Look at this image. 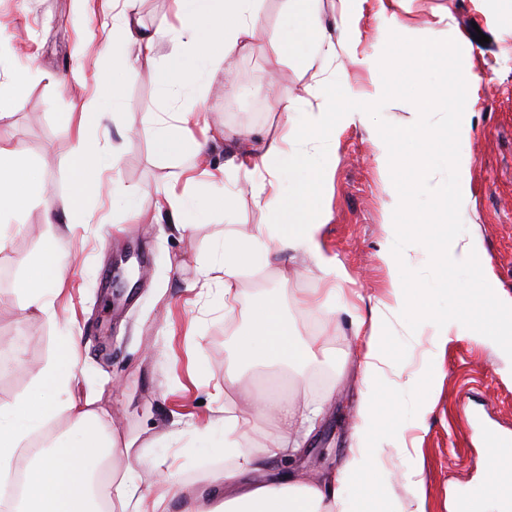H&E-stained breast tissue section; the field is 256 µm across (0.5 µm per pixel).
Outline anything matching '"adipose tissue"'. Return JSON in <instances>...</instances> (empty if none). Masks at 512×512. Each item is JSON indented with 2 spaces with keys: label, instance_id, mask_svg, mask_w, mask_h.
Segmentation results:
<instances>
[{
  "label": "adipose tissue",
  "instance_id": "adipose-tissue-1",
  "mask_svg": "<svg viewBox=\"0 0 512 512\" xmlns=\"http://www.w3.org/2000/svg\"><path fill=\"white\" fill-rule=\"evenodd\" d=\"M137 0H122L114 16L111 50L112 66L129 69L154 68L159 90L168 96L183 90L197 95L190 109L170 112L168 118L154 121L152 135L159 152L169 157L185 153L203 156L207 142L195 139L192 126L198 125L206 107L199 90L226 60L241 48L253 46L268 60L283 62L289 52L308 59L330 62L335 59L336 42L319 21L318 0H286L287 27H265L261 0H176L179 23L149 31L136 16ZM170 47L164 64H156L154 50L158 43ZM297 101L280 94L275 105L280 111L281 143L264 153L250 149L234 156L230 168L248 169L262 163L267 175L253 186V198L275 216L274 223L257 225L250 233L225 235L215 271L224 287V314L246 315L248 329L235 333L224 347L232 366L285 364L301 366L323 349L321 337L304 342L290 331L279 302L260 297L240 302L236 284L247 268L268 263L272 253L294 250L305 253L319 272L320 293L329 304L327 313H348L356 331L365 338L366 351L361 365L360 383L364 388L353 425L355 448L344 470V479L359 484L363 475L380 460L382 450L377 436L387 428L385 396L379 381L387 363V337L396 313L411 316L414 325L433 321L434 315L424 293L410 292L404 271L408 254L385 248L379 258L389 273L391 303L371 308L361 314L342 288L348 274L338 259L323 249L319 236L326 223V213L319 204L321 190L332 173L333 157L315 158L308 153L288 150L298 139L295 128ZM123 106L120 95L90 98L79 118L78 145L75 150V191L62 210L66 221H73L84 200L98 194L107 172L118 162L116 151L102 147L85 134L89 123L101 122L110 111ZM372 119L366 98L348 93L344 83H337L324 96L316 112L310 113L307 130L318 141H333L337 129L354 124L368 125ZM38 176L25 165L20 149L0 147V241L10 228L12 216L30 204L31 188ZM69 265V256L57 240L47 242L41 259L17 283L25 310L48 313L51 303L46 290L61 284ZM479 318L460 316L441 323L436 343L449 336L467 338L492 346L499 355L512 360V297L494 288L483 275L476 274L468 290ZM76 339H69L62 354L49 362L38 390L53 394L52 404L32 398L0 402V477H7L12 460L21 451H29L30 463L24 475V488L15 512H100V503L111 504L114 512H169L170 504L183 494L184 485L177 474H170L166 486L154 493L143 488L133 468H126L116 485H91L90 479L103 461L120 453L123 444L111 429L108 412L89 409L63 392L79 372ZM65 411L75 432L74 438L53 440L42 428L57 411ZM320 407L298 404L287 395H258L244 408L230 410L224 418V441L211 447L212 454L224 456V472L198 479L192 500L183 512H381L376 492L357 498L344 496L335 482L298 472L281 473L271 468V461L300 450L298 428L313 422ZM278 420L275 433L259 430L257 420Z\"/></svg>",
  "mask_w": 512,
  "mask_h": 512
}]
</instances>
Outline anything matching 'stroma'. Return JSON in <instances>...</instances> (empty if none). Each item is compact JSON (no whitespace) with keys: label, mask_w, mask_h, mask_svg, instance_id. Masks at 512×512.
<instances>
[{"label":"stroma","mask_w":512,"mask_h":512,"mask_svg":"<svg viewBox=\"0 0 512 512\" xmlns=\"http://www.w3.org/2000/svg\"><path fill=\"white\" fill-rule=\"evenodd\" d=\"M318 7L322 23L345 45L337 73L349 74L353 93L375 100L383 85L355 60H380L389 32L451 38L461 46L462 69L473 76L460 130L461 218L466 237L480 242L482 271L512 296V0H352L345 12L339 0H320ZM105 12L102 0H0V86H9L15 72L30 73L28 105L16 109L10 98L0 99L7 113L0 120V147L22 149L26 162L41 172L40 194L0 247V400L35 396L48 362L67 336H78L80 374L72 397L93 398L95 408L111 413L118 437L133 443L109 463V471L118 477L127 462H138L145 484L156 489L172 471L185 481L223 472V458L197 447V432L223 439L222 407L284 379L290 396L323 405L324 412L303 453L280 461V469L338 476L352 444L365 347L349 315L329 317L309 304L320 281L302 254L273 255L261 270L240 277L237 293L245 302L276 298L291 330L324 337L326 353L295 371L245 373L232 391L224 389V338L229 329L247 328L248 320L239 314L225 319L224 290L205 285L200 269L217 259L223 232L248 231L273 217L255 205L244 173L229 176L239 186L231 207H215L206 181L184 184L181 173L191 156L174 159L157 151L151 120L189 105L191 94L163 98L147 67L116 75L124 106L88 135L117 149L116 180L145 192L139 212L115 209L105 196L87 204L88 223L46 224V208H62L72 192L77 124L69 115L93 92L76 86L73 77L111 70ZM480 33L488 43L477 42ZM224 67L226 76L203 91L202 121L210 129L216 166L229 151L243 148L240 133L277 140L274 90L311 86L306 112L316 111L325 90L294 54L275 68L246 48ZM333 151L334 177L320 198L329 215L321 241L348 273L347 293L373 306L389 299L388 273L378 257L393 221L389 164L372 124L340 131ZM167 185L194 197L192 233L157 223L150 192ZM50 235L74 262L61 291L52 293L53 313L46 316L24 310L15 284L43 254ZM435 332L429 324L417 336L396 332L388 340L391 369L383 387L398 427L362 483L388 502L410 503L419 496L425 512H458L466 491L485 482L487 436L512 449V368L472 340L433 344ZM428 376L435 380L432 393L407 385L408 378ZM427 398L433 409L424 416L420 405Z\"/></svg>","instance_id":"35a3bbf8"}]
</instances>
